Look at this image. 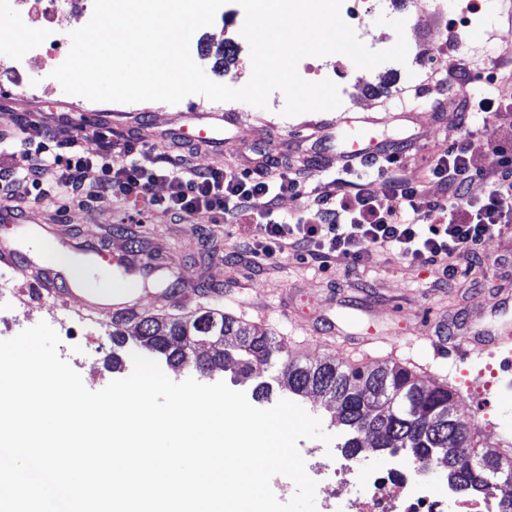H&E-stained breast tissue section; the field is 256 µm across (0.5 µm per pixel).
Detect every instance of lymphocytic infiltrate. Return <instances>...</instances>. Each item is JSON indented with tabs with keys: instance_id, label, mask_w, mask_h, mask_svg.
<instances>
[{
	"instance_id": "lymphocytic-infiltrate-1",
	"label": "lymphocytic infiltrate",
	"mask_w": 512,
	"mask_h": 512,
	"mask_svg": "<svg viewBox=\"0 0 512 512\" xmlns=\"http://www.w3.org/2000/svg\"><path fill=\"white\" fill-rule=\"evenodd\" d=\"M492 159L475 164L465 146L449 147L437 159L432 175L444 195L429 199L418 185L392 179L386 183V199L356 192H321L314 199L315 212L309 219H288L277 209L279 197L300 191L297 179L281 173L280 159L263 155L255 170L241 175L213 170L187 171L177 161L149 169L137 161L116 167L112 164V134L92 131L80 150L61 153L51 149L50 135L23 150L25 163L13 168L0 181L21 180L42 190L54 180L66 200L88 201L118 196H143L160 179L170 193L164 203L175 216L205 212L235 224L243 217L262 214L264 223L240 243L243 255L259 265L293 250L301 259L322 266L343 256L354 263L374 260L379 252L392 251L416 264L438 267L445 279L456 268L453 257L472 253L485 237L512 225V149L504 142L505 130L491 126ZM100 166L101 180L86 187L83 173ZM490 182L487 196L471 201L464 189L474 177Z\"/></svg>"
}]
</instances>
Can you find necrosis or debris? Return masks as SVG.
Masks as SVG:
<instances>
[{
    "label": "necrosis or debris",
    "instance_id": "1",
    "mask_svg": "<svg viewBox=\"0 0 512 512\" xmlns=\"http://www.w3.org/2000/svg\"><path fill=\"white\" fill-rule=\"evenodd\" d=\"M79 5L81 0H0V6L10 9L18 17L37 15L44 20V33L35 42L45 69L59 66L64 57L57 44L63 31L60 2ZM308 464L306 472L316 481L317 493L327 492L332 485L355 486L353 495L342 501L341 512H497L499 498L495 495L465 496L456 490L439 493L435 484L409 479L396 473L377 476L370 463L367 449L348 451L336 448L325 451L309 448L303 451Z\"/></svg>",
    "mask_w": 512,
    "mask_h": 512
}]
</instances>
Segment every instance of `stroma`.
<instances>
[{"label": "stroma", "instance_id": "stroma-1", "mask_svg": "<svg viewBox=\"0 0 512 512\" xmlns=\"http://www.w3.org/2000/svg\"><path fill=\"white\" fill-rule=\"evenodd\" d=\"M349 4L361 13L365 25L359 39L373 51L391 48L398 37L390 22L404 20L408 53L406 63L389 61L371 70L332 54L311 58L303 79H339L338 110L285 117V97L276 91L264 109L238 101L216 106L193 94L175 105L149 101L121 110L109 102L90 101L78 112V96L65 93L33 61L18 73L0 71V170L8 171L20 161V127L26 120L52 128L60 141L95 128L111 130L113 142L132 149L131 156L115 157L118 166L130 157L148 167L174 157L191 168L239 172L254 169L257 152L264 149L284 154L288 169L303 182L301 194L282 197L283 215L308 217L312 191L332 189L341 176L352 188L379 199L384 196L382 177L364 172L360 164H347L343 157V120L351 113L369 121L372 136L384 140L386 150L398 153L396 176L436 196L439 186L431 174L432 162L449 146L465 145L478 161L489 160V130L482 116H475L470 125L460 124L451 101L464 96L473 102L493 98L512 122V0H446L441 16L431 14L429 0H385L376 13L366 12L364 0ZM381 15L387 24H378ZM244 20L242 8L230 0L218 10L213 24L198 29L190 42L191 56L205 74L233 88L243 87L251 77L249 45L241 35ZM452 28L461 43L443 46ZM433 45L439 48L434 56L428 52ZM226 46L233 47V56H222ZM458 62L465 63L470 74L461 90L446 82L449 68ZM200 125L215 128L216 142L195 141ZM168 193L167 183L160 181L144 198L104 199L67 208L52 192L30 204V189L20 182L12 185L0 205L25 207L26 221L61 226L115 254L133 239L143 250L163 252L194 291L171 307L158 304L154 291L142 292L147 314L226 311L280 336L297 361L374 368L392 357L387 350L363 356L345 345L347 333L372 329L398 345L393 356L397 361L447 379L457 389L454 413L471 435L491 445L512 439V360L456 362L434 358L431 350L418 346L440 320L458 338L512 325V235L493 234L477 246L474 256L455 259L457 273L449 281L441 279L435 266L389 253L363 267L340 257L321 269L288 255L257 268L237 256L249 225L227 224L208 213L176 218L162 204ZM70 308V322L56 328L61 340L58 354L80 374L86 388L98 391L129 376L131 353L113 345L108 318L78 315L75 301ZM42 320L54 323L55 317L41 300L21 307L0 303V339L12 338ZM330 323L339 333L327 340L322 331ZM161 369L176 382L196 376L187 365L165 363ZM235 372L231 365L196 377L204 384L222 381L248 394L269 377L260 368L250 381L241 382Z\"/></svg>", "mask_w": 512, "mask_h": 512}]
</instances>
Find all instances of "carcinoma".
<instances>
[{"mask_svg":"<svg viewBox=\"0 0 512 512\" xmlns=\"http://www.w3.org/2000/svg\"><path fill=\"white\" fill-rule=\"evenodd\" d=\"M135 342L171 365L192 361L201 374L221 369L233 358L238 378L245 381L254 366L263 365L271 382L289 395L315 394L338 405V420L349 433L344 447L360 448L358 435L367 433L375 439V450L402 448L418 461L446 468L448 484L464 493L477 494L485 486L481 472L457 466L461 454L476 455L492 466L512 459L470 435L453 415L457 391L448 382H430L400 362L375 369L289 362L275 334L220 311L183 318L139 317Z\"/></svg>","mask_w":512,"mask_h":512,"instance_id":"carcinoma-1","label":"carcinoma"}]
</instances>
